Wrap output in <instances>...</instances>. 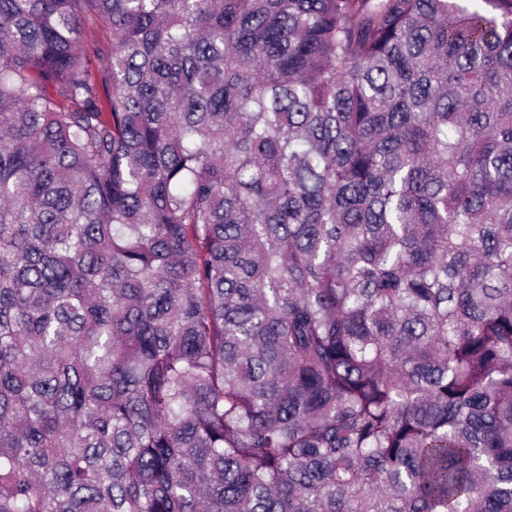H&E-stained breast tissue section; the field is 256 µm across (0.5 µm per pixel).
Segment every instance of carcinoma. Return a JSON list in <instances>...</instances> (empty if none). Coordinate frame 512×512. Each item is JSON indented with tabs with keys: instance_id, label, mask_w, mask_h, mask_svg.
Returning <instances> with one entry per match:
<instances>
[{
	"instance_id": "carcinoma-1",
	"label": "carcinoma",
	"mask_w": 512,
	"mask_h": 512,
	"mask_svg": "<svg viewBox=\"0 0 512 512\" xmlns=\"http://www.w3.org/2000/svg\"><path fill=\"white\" fill-rule=\"evenodd\" d=\"M485 3L0 0V512H512Z\"/></svg>"
}]
</instances>
